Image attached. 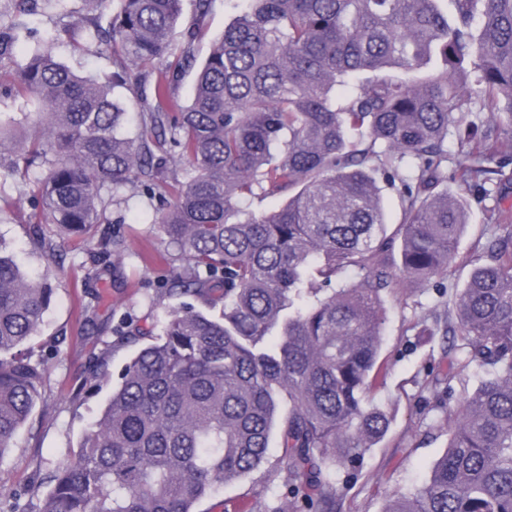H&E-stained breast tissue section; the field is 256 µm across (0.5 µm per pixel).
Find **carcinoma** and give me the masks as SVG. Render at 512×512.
<instances>
[{
  "label": "carcinoma",
  "instance_id": "obj_1",
  "mask_svg": "<svg viewBox=\"0 0 512 512\" xmlns=\"http://www.w3.org/2000/svg\"><path fill=\"white\" fill-rule=\"evenodd\" d=\"M94 10L69 31L74 50L112 49L113 69L81 75L24 15L38 0H11L0 14V62L32 41L0 101L37 104L33 134L0 156L12 175L45 168L37 183L33 240L51 258L41 225L85 234L103 221L113 193L141 186L159 195L151 223L184 260L167 293L223 304L216 318L192 306L172 312L122 368L106 407L78 451L49 476L40 512H194L217 486L269 458L281 403L280 447L288 503L258 512H333L334 473L355 466L387 433L390 417L370 399L385 307L381 291L403 277L448 275L471 203L448 184L512 188V0H233L239 12L199 69L190 102L175 84L211 0L173 52L182 0H119L107 25ZM442 70L403 80L433 54ZM472 68L466 93L457 74ZM143 73L155 74L141 124L126 132L128 102ZM367 74L358 92L342 95ZM482 127L448 136L471 105ZM497 162L494 169L486 162ZM399 186L401 213L388 231L378 180ZM288 195L256 214L245 196ZM172 196L169 203L166 196ZM494 239L477 243L456 294L453 335L471 347L448 356L445 377L472 362L487 376L464 397L448 447L424 483L396 493L383 512H512V211L485 208ZM119 241L93 254L111 271ZM54 288L0 242V460L41 395L43 361L22 347L37 335Z\"/></svg>",
  "mask_w": 512,
  "mask_h": 512
}]
</instances>
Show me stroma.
<instances>
[{
    "label": "stroma",
    "mask_w": 512,
    "mask_h": 512,
    "mask_svg": "<svg viewBox=\"0 0 512 512\" xmlns=\"http://www.w3.org/2000/svg\"><path fill=\"white\" fill-rule=\"evenodd\" d=\"M80 16L81 0H57L27 22L39 33L54 34V53L74 70L108 73L112 63L106 47L96 46L85 54L72 50L66 30ZM40 176L37 168L24 181L0 171V239L13 247L31 274H48L56 289L31 341L36 357L46 361L42 397L15 437L11 453L0 460V512H9L15 502L27 512H39L49 490L48 475L73 457L112 390L111 384L94 381L92 365L103 364L109 374L118 375L135 352L134 346L121 341V333L134 329L157 334L168 312L184 303L183 297L169 296L164 288L184 262L157 226L145 221L154 201L132 186L117 191L106 224L88 235L66 238L54 226H44L58 253L57 259L46 260L28 223ZM471 217L458 244L461 261L447 277L427 284L402 278L382 294L386 318L380 359L387 374L372 397L394 421L354 474L337 471L340 491L334 512H382L393 491L419 485L448 444L457 403L485 375L484 367L474 364L464 379L451 384L435 377L439 360L453 345V300L468 276L467 260L475 241L491 234L483 222V207L475 201ZM107 229L119 235L123 245L111 273L99 276L88 256ZM286 477L280 443L272 441L270 457L259 471L216 486L196 504L195 512H255L259 499L287 497Z\"/></svg>",
    "instance_id": "1"
}]
</instances>
